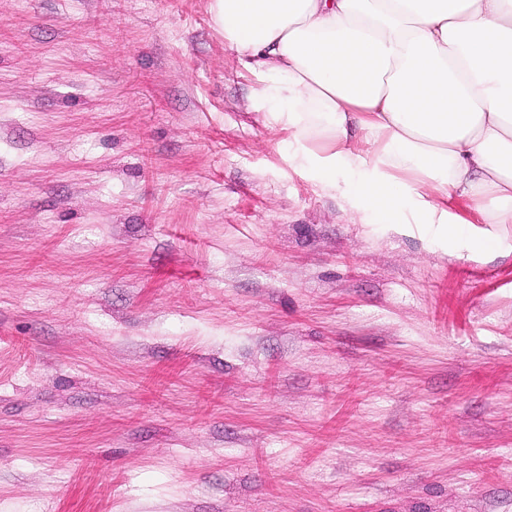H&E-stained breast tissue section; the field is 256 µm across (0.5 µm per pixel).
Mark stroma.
Here are the masks:
<instances>
[{"label":"stroma","instance_id":"1","mask_svg":"<svg viewBox=\"0 0 512 512\" xmlns=\"http://www.w3.org/2000/svg\"><path fill=\"white\" fill-rule=\"evenodd\" d=\"M211 0H0V512H512V223L323 193ZM462 224H473L471 220L457 217L448 218V223H438L436 231L438 234H447L448 242L472 251L492 252L497 247V240L491 236L473 234L469 228Z\"/></svg>","mask_w":512,"mask_h":512}]
</instances>
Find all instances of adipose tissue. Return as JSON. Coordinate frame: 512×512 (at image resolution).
I'll return each instance as SVG.
<instances>
[{
  "instance_id": "adipose-tissue-1",
  "label": "adipose tissue",
  "mask_w": 512,
  "mask_h": 512,
  "mask_svg": "<svg viewBox=\"0 0 512 512\" xmlns=\"http://www.w3.org/2000/svg\"><path fill=\"white\" fill-rule=\"evenodd\" d=\"M214 19L260 90L264 123L301 142L319 187L368 160L365 193L430 189L512 223V0H214Z\"/></svg>"
}]
</instances>
